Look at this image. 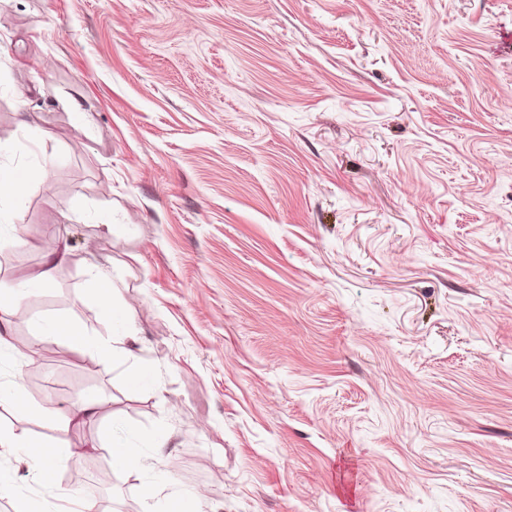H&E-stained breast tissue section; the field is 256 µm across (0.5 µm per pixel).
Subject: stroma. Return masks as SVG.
I'll return each mask as SVG.
<instances>
[{
	"label": "stroma",
	"instance_id": "1",
	"mask_svg": "<svg viewBox=\"0 0 512 512\" xmlns=\"http://www.w3.org/2000/svg\"><path fill=\"white\" fill-rule=\"evenodd\" d=\"M1 165L43 181L0 287L59 256L0 320V427L70 455L0 451L46 512H512V0H0ZM102 281L126 358L31 361L48 317L118 338ZM1 448H32L30 459L32 471L45 480L46 477L69 457L62 448L41 444L38 438L31 435L18 434L0 427ZM112 457L113 468L128 475H138L143 470V461L136 448H132L121 437H111L101 446Z\"/></svg>",
	"mask_w": 512,
	"mask_h": 512
}]
</instances>
